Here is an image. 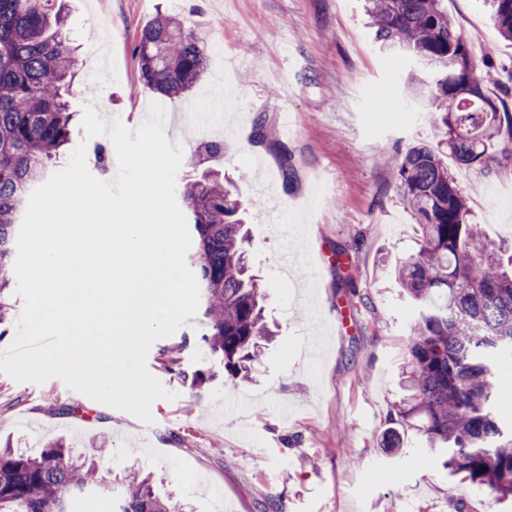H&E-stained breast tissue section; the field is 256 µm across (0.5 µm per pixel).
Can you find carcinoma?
Listing matches in <instances>:
<instances>
[{
	"instance_id": "1",
	"label": "carcinoma",
	"mask_w": 512,
	"mask_h": 512,
	"mask_svg": "<svg viewBox=\"0 0 512 512\" xmlns=\"http://www.w3.org/2000/svg\"><path fill=\"white\" fill-rule=\"evenodd\" d=\"M56 2L0 0V324L8 319L9 271L30 191L55 172L70 143L72 115L62 89L76 57L62 35ZM442 2L366 0L379 48L426 65L408 89L430 96L437 109L436 145L416 144L394 157L397 188L422 242L395 270L418 306L407 333L408 394L397 417L419 421L426 447L445 458L451 474L505 499L512 496V425L499 421L494 405L499 370L512 365V271L469 223L443 156L447 148L459 164L483 172L488 145L502 143L511 159L512 115L498 113L486 95L484 77ZM492 6L499 33L512 41V0H492ZM136 53L140 82L169 98L196 86L205 71V44L169 16L142 28ZM177 194L194 236L188 263L209 323L202 342L234 380L270 335L247 277L241 202L234 185L214 174L186 181ZM102 482L99 470L74 461L61 441L37 456L0 448V512H68L71 491ZM119 512L181 508L131 471L121 485Z\"/></svg>"
}]
</instances>
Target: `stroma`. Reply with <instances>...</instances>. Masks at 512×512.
<instances>
[{
	"label": "stroma",
	"instance_id": "35a3bbf8",
	"mask_svg": "<svg viewBox=\"0 0 512 512\" xmlns=\"http://www.w3.org/2000/svg\"><path fill=\"white\" fill-rule=\"evenodd\" d=\"M64 35L76 46L66 98L71 143L79 145L85 105L137 128L159 98L140 84L135 48L156 14L169 15L208 50L191 97L211 114V137L187 120L179 178L213 170L240 195L249 232L248 266L271 336L257 350L249 382L224 378L206 358L204 315L186 319L150 348L148 371L175 392L155 400L152 423L71 390L57 377L18 383L0 373V444L37 454L66 440L97 460L105 488L73 493L71 512H116L128 470L151 475L185 512H512L449 476L411 423L394 419L405 396L406 331L416 310L393 269L414 256L418 227L390 161L432 141L435 106L410 99L420 65L376 49L362 0H63ZM448 14L478 71L495 75L486 94L512 113V41L490 20L485 0H450ZM232 87L235 111H214L217 85ZM267 139L253 144L257 123ZM224 143L217 159L209 140ZM291 177H284L280 154ZM485 172L449 162L470 223L512 254V160L499 146ZM298 271L286 275L284 258ZM182 345L184 383L162 348ZM109 441L112 453L100 457Z\"/></svg>",
	"mask_w": 512,
	"mask_h": 512
}]
</instances>
